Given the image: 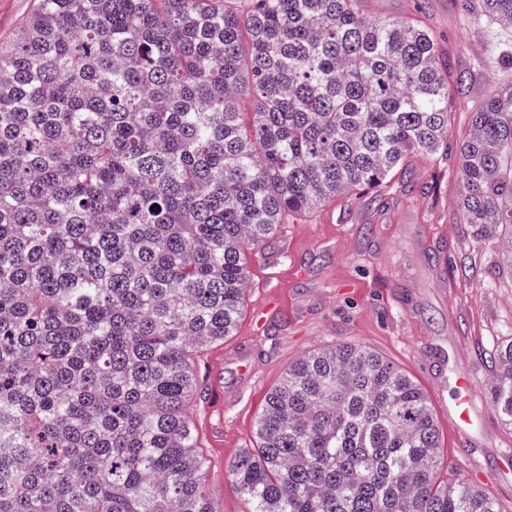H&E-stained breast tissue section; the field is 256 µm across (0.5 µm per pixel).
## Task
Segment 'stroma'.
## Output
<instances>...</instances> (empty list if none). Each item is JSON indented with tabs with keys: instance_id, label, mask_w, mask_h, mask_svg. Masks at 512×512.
Here are the masks:
<instances>
[{
	"instance_id": "1",
	"label": "stroma",
	"mask_w": 512,
	"mask_h": 512,
	"mask_svg": "<svg viewBox=\"0 0 512 512\" xmlns=\"http://www.w3.org/2000/svg\"><path fill=\"white\" fill-rule=\"evenodd\" d=\"M481 0H360L373 19L419 16L438 38L450 71L466 75L464 102L450 119L446 158L430 167L414 162L380 199L344 195L297 224L284 225L251 262L252 285L278 297L262 334H236L209 351L199 373L224 388L221 417L207 418L212 396L193 409L207 439L210 485L223 512L245 505L225 475L250 444L266 394L288 364L324 344L362 345L401 368L433 405L448 467L442 479L464 476L461 453L448 433V379L459 365L469 369L474 401L483 419L474 459L484 469L502 464L512 449L490 399V372L479 353L512 337V269L499 243L476 245L458 218L462 190L459 150L472 132V114L493 86L507 76L489 59L491 42L512 46V29L482 22ZM248 370L239 373V357Z\"/></svg>"
}]
</instances>
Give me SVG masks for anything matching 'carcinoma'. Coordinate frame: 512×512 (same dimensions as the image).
Listing matches in <instances>:
<instances>
[{
    "label": "carcinoma",
    "mask_w": 512,
    "mask_h": 512,
    "mask_svg": "<svg viewBox=\"0 0 512 512\" xmlns=\"http://www.w3.org/2000/svg\"><path fill=\"white\" fill-rule=\"evenodd\" d=\"M473 20L512 28V0ZM464 82L358 0H39L0 44V512H223L189 410L251 255L448 156ZM472 128L459 222L511 229L512 262L511 82ZM489 358L512 426V339ZM443 461L419 385L335 343L288 365L226 475L245 512H502Z\"/></svg>",
    "instance_id": "obj_1"
}]
</instances>
